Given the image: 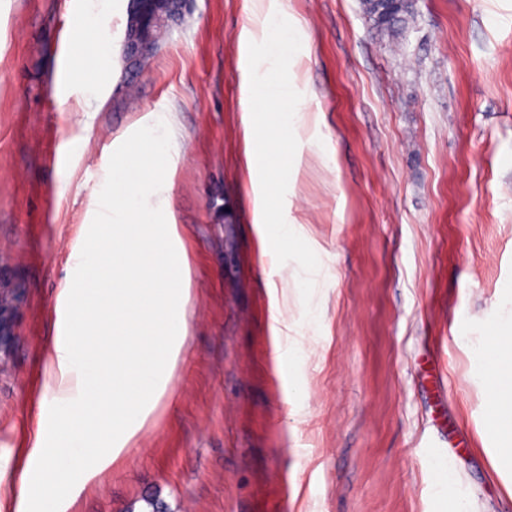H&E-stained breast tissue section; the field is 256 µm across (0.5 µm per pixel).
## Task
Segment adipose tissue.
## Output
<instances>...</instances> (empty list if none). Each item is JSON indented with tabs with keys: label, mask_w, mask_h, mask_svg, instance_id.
<instances>
[{
	"label": "adipose tissue",
	"mask_w": 512,
	"mask_h": 512,
	"mask_svg": "<svg viewBox=\"0 0 512 512\" xmlns=\"http://www.w3.org/2000/svg\"><path fill=\"white\" fill-rule=\"evenodd\" d=\"M170 147L154 136L112 162L110 197L86 225L44 345V408L20 481L19 506L69 512L83 487L131 443L170 392L189 324V267L168 196ZM489 385L488 433L512 472V316L479 344Z\"/></svg>",
	"instance_id": "adipose-tissue-1"
}]
</instances>
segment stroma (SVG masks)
Instances as JSON below:
<instances>
[{"label":"stroma","instance_id":"1","mask_svg":"<svg viewBox=\"0 0 512 512\" xmlns=\"http://www.w3.org/2000/svg\"><path fill=\"white\" fill-rule=\"evenodd\" d=\"M257 2L185 0L138 70L127 0H0V280L25 297L0 364V499L21 493L69 255L113 155L153 131L179 150L187 352L71 512H143L149 494L171 512H512L463 345L512 310V0H416L397 47L361 0H280L303 30L284 216L319 261L307 304L253 227L240 35ZM80 12L106 36L85 51L91 94L58 52Z\"/></svg>","mask_w":512,"mask_h":512}]
</instances>
